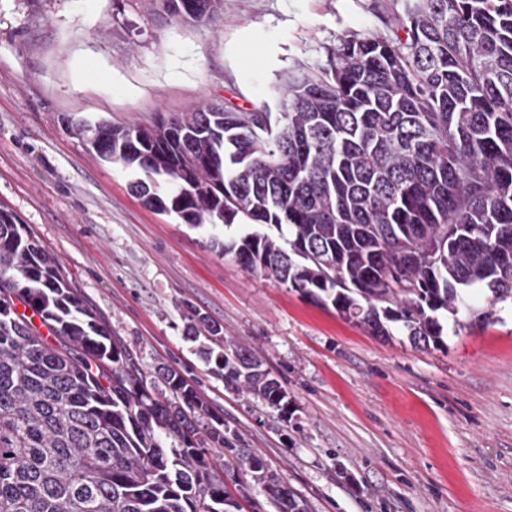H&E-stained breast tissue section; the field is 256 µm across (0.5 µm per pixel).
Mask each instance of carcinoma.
Listing matches in <instances>:
<instances>
[{
    "mask_svg": "<svg viewBox=\"0 0 512 512\" xmlns=\"http://www.w3.org/2000/svg\"><path fill=\"white\" fill-rule=\"evenodd\" d=\"M117 126L71 119L151 209L373 336L444 346L443 315L512 299V0H407L391 37L352 33L288 74L282 111L202 103ZM28 306L50 336L15 302ZM211 373L284 421L282 382L197 311ZM171 367L138 358L58 258L0 209V512H236L224 453L274 512L297 493Z\"/></svg>",
    "mask_w": 512,
    "mask_h": 512,
    "instance_id": "carcinoma-1",
    "label": "carcinoma"
}]
</instances>
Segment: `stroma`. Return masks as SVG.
Here are the masks:
<instances>
[{
    "label": "stroma",
    "instance_id": "obj_1",
    "mask_svg": "<svg viewBox=\"0 0 512 512\" xmlns=\"http://www.w3.org/2000/svg\"><path fill=\"white\" fill-rule=\"evenodd\" d=\"M406 0H0V206L59 258L146 375L175 367L309 512H512V300L473 289L442 349L369 335L146 207L67 118L147 124L202 101L278 112L290 71ZM207 315L278 374L281 420L213 375L186 336ZM489 320H482L483 312Z\"/></svg>",
    "mask_w": 512,
    "mask_h": 512
}]
</instances>
